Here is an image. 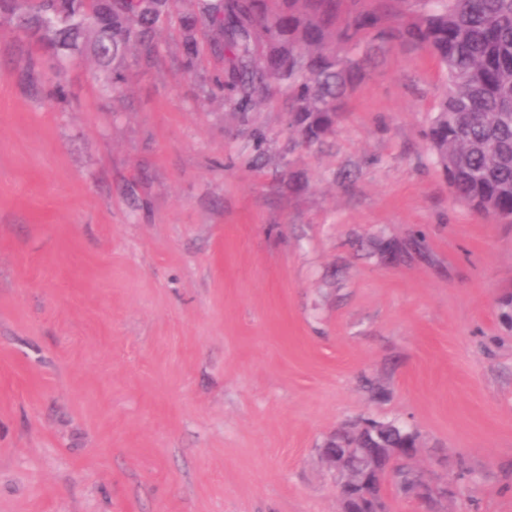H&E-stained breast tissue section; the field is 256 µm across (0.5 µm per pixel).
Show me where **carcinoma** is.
<instances>
[{
  "mask_svg": "<svg viewBox=\"0 0 512 512\" xmlns=\"http://www.w3.org/2000/svg\"><path fill=\"white\" fill-rule=\"evenodd\" d=\"M3 25L36 38L60 70L90 59L106 92L126 82L131 50L148 63L171 30L186 71L218 64L209 85L232 111L282 97L295 148L335 135L378 51L426 49L447 79L428 151L456 200L512 223V0H0ZM426 249L420 231L400 247Z\"/></svg>",
  "mask_w": 512,
  "mask_h": 512,
  "instance_id": "1",
  "label": "carcinoma"
}]
</instances>
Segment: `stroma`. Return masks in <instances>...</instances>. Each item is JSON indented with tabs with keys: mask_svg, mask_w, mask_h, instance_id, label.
<instances>
[{
	"mask_svg": "<svg viewBox=\"0 0 512 512\" xmlns=\"http://www.w3.org/2000/svg\"><path fill=\"white\" fill-rule=\"evenodd\" d=\"M36 49L0 27V512H339L319 450L366 418L453 480L432 512H512V224L426 149L428 52L384 51L309 150L172 33L114 96L83 58L28 82Z\"/></svg>",
	"mask_w": 512,
	"mask_h": 512,
	"instance_id": "35a3bbf8",
	"label": "stroma"
}]
</instances>
